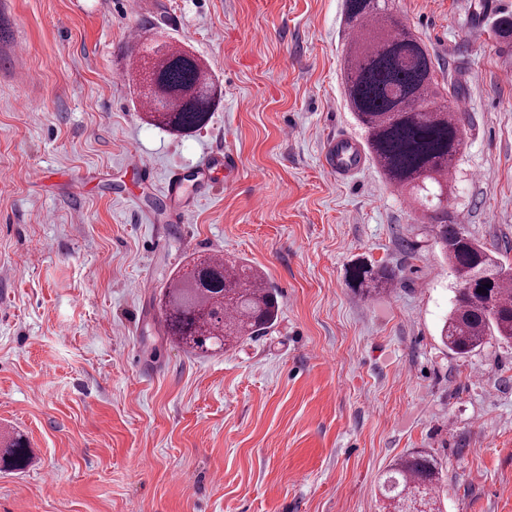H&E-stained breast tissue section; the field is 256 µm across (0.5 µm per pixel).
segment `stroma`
<instances>
[{"instance_id":"stroma-1","label":"stroma","mask_w":512,"mask_h":512,"mask_svg":"<svg viewBox=\"0 0 512 512\" xmlns=\"http://www.w3.org/2000/svg\"><path fill=\"white\" fill-rule=\"evenodd\" d=\"M344 0H0V512H387L381 482L425 448L443 512H512V343L440 341L456 280L419 211L372 161L350 179L329 140L363 142L343 67ZM467 101L448 210L512 245V0H392ZM205 59L208 124L147 122L131 29ZM232 176L196 190V165ZM154 167L143 181L135 164ZM181 223L164 219L171 170ZM262 271L267 334L199 354L158 300L198 257ZM402 280L364 298L357 260ZM344 136L336 137V141H331L326 149V165L336 172V175L342 176L344 172L352 169L357 163L352 162L353 154H349L350 146ZM224 167L227 171L238 170V162L231 154H224V157L211 156L209 157L197 171V188L201 195L208 193L210 187V172L214 168ZM5 451L0 456L1 467L9 470H23L30 461V453L27 444L21 437L12 438L9 443L4 446Z\"/></svg>"}]
</instances>
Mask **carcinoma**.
<instances>
[{
	"mask_svg": "<svg viewBox=\"0 0 512 512\" xmlns=\"http://www.w3.org/2000/svg\"><path fill=\"white\" fill-rule=\"evenodd\" d=\"M388 0H345L350 30L344 71L349 109L364 129L365 146L386 181L408 194L428 217L433 244L448 260L460 288L441 329V342L465 357L495 336L512 341V266L477 242L448 216V194L466 147L463 115L437 104L443 91L419 37L386 7ZM148 118L179 135L202 129L220 101L206 64L173 45L152 48ZM349 285L363 296L398 282V272L359 261ZM483 287L485 292H477ZM164 333L171 341L206 353L263 335L278 318L276 290L265 275L233 261L206 257L176 274L162 291ZM27 444L15 437L0 463L23 470ZM441 462L414 449L395 460L383 482L393 512H442Z\"/></svg>",
	"mask_w": 512,
	"mask_h": 512,
	"instance_id": "carcinoma-1",
	"label": "carcinoma"
}]
</instances>
